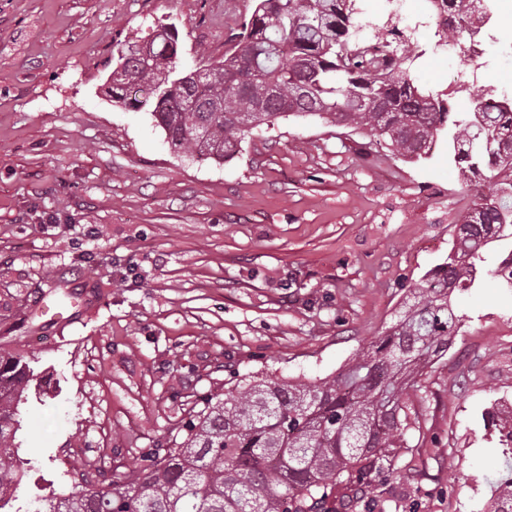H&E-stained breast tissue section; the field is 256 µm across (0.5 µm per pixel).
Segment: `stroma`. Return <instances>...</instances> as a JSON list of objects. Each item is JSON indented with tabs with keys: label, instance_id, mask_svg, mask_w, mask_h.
<instances>
[{
	"label": "stroma",
	"instance_id": "35a3bbf8",
	"mask_svg": "<svg viewBox=\"0 0 512 512\" xmlns=\"http://www.w3.org/2000/svg\"><path fill=\"white\" fill-rule=\"evenodd\" d=\"M253 0H0V353L53 395L20 407L26 474L8 512L88 477L119 480L150 448L177 447L208 397L250 382L313 383L382 336L443 263L492 180L444 148L411 160L361 129L289 116L234 157L174 152L147 108L104 84L128 39L173 23L182 68L220 57L225 8ZM475 57L412 31V74L468 111L511 98L512 0H492ZM453 295L451 343L406 400L415 467L368 490L382 512H485L504 470L486 410L512 404V289L492 275Z\"/></svg>",
	"mask_w": 512,
	"mask_h": 512
}]
</instances>
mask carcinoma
Masks as SVG:
<instances>
[{"instance_id":"carcinoma-1","label":"carcinoma","mask_w":512,"mask_h":512,"mask_svg":"<svg viewBox=\"0 0 512 512\" xmlns=\"http://www.w3.org/2000/svg\"><path fill=\"white\" fill-rule=\"evenodd\" d=\"M449 38L484 24L474 0H444ZM358 0H254L219 59L200 64L201 82L182 79V39L173 24L128 40L112 101L150 115L176 152L217 163L240 151L254 129L286 116H317L387 139L410 158L451 144L467 180L485 173L496 190L479 194L445 262L415 287L414 303L365 352L318 383L247 385L208 401L182 426L179 448H152L119 482L88 481L54 494L33 512H351L372 478L412 469L406 432L418 417L404 400L422 369L448 350L458 321L452 295L477 284L483 253L512 240V108L483 90L474 109L414 84L398 58L379 62L351 45ZM30 367L0 353V502L21 479L19 406ZM512 455V415L487 412ZM490 512H512V473L494 486Z\"/></svg>"}]
</instances>
